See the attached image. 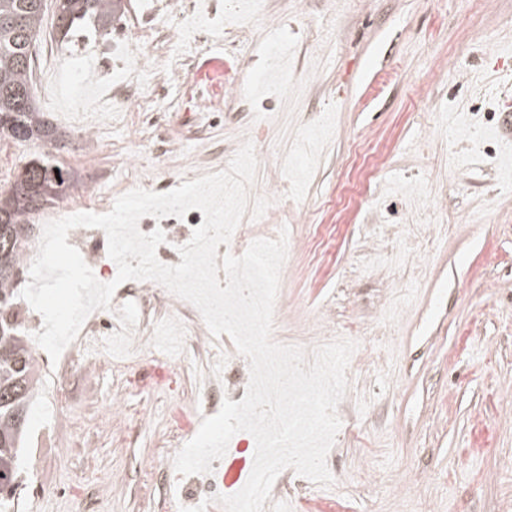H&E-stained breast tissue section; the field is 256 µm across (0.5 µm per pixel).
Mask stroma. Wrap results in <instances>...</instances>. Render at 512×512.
<instances>
[{"instance_id": "35a3bbf8", "label": "stroma", "mask_w": 512, "mask_h": 512, "mask_svg": "<svg viewBox=\"0 0 512 512\" xmlns=\"http://www.w3.org/2000/svg\"><path fill=\"white\" fill-rule=\"evenodd\" d=\"M260 2L224 17L244 35L240 93H219V113L183 112L170 87L139 125L96 82L104 38L63 37L46 10L61 67L34 99L70 137L56 157L94 130L117 197L158 154L151 189L166 192L186 163L222 171L252 141L242 223L254 240L288 227L272 338L309 352L351 339L361 361L337 407L332 486L308 483L282 512H512V142L497 132L512 0ZM202 20L176 19L167 45L193 73L211 56ZM150 305L170 359L122 362L117 337L89 351L91 368L58 394L62 449L22 492L38 512H76L114 486L99 512H144L154 467L172 466L173 408L194 389L178 378L163 299Z\"/></svg>"}]
</instances>
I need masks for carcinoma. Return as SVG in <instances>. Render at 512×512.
I'll return each instance as SVG.
<instances>
[{
	"mask_svg": "<svg viewBox=\"0 0 512 512\" xmlns=\"http://www.w3.org/2000/svg\"><path fill=\"white\" fill-rule=\"evenodd\" d=\"M63 33L83 28L108 35L122 0H55ZM46 0H0V134L19 144H54L62 133L44 118L31 94L35 36ZM77 179L54 156L28 160L0 191V512H15L22 490L19 458L36 385L28 337L20 332L19 288L14 272L35 237L26 218L67 196Z\"/></svg>",
	"mask_w": 512,
	"mask_h": 512,
	"instance_id": "carcinoma-1",
	"label": "carcinoma"
}]
</instances>
